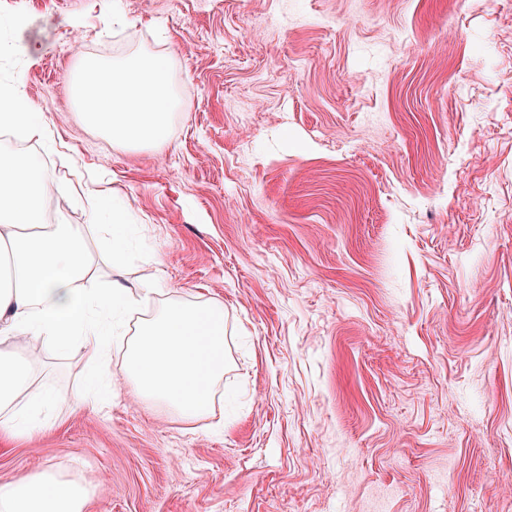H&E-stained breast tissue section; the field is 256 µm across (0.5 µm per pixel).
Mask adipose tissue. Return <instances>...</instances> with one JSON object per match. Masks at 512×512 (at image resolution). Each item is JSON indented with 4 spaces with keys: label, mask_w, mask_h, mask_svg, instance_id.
<instances>
[{
    "label": "adipose tissue",
    "mask_w": 512,
    "mask_h": 512,
    "mask_svg": "<svg viewBox=\"0 0 512 512\" xmlns=\"http://www.w3.org/2000/svg\"><path fill=\"white\" fill-rule=\"evenodd\" d=\"M71 93L86 126L131 147L168 144L171 116L181 106L162 54L82 58ZM2 128L10 138L0 139V429L29 436L42 425L57 397L37 386V371L43 359L76 352L105 389L89 390L72 408L127 388L163 415L210 417L227 368L223 303L171 298L130 325L153 288L117 277L132 254L134 227L125 209L111 193L92 192L93 211H110V223H47V177L15 144L53 132L19 96L0 109ZM106 270L113 279L103 280ZM26 340L39 342V352L23 349ZM115 346L123 352L118 375ZM91 493L90 485L48 466L0 485V512H84Z\"/></svg>",
    "instance_id": "adipose-tissue-1"
}]
</instances>
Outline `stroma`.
<instances>
[{"label": "stroma", "mask_w": 512, "mask_h": 512, "mask_svg": "<svg viewBox=\"0 0 512 512\" xmlns=\"http://www.w3.org/2000/svg\"><path fill=\"white\" fill-rule=\"evenodd\" d=\"M166 55L161 149L81 120V55ZM45 171L141 225L124 277L223 302L217 413L128 390L0 436L85 512H512V0H0Z\"/></svg>", "instance_id": "1"}]
</instances>
